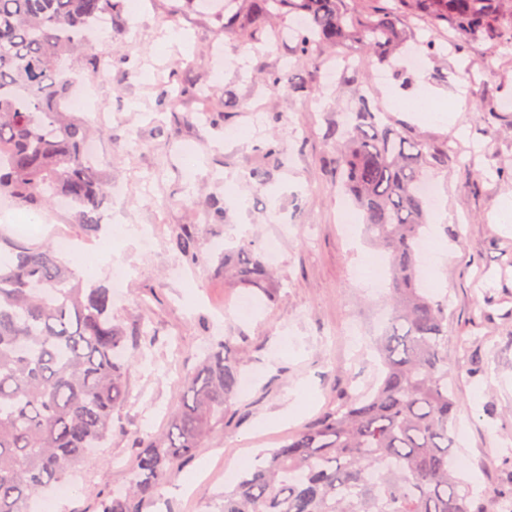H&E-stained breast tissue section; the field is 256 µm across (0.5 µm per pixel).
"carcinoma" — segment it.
<instances>
[{"label": "carcinoma", "instance_id": "cac0c4a2", "mask_svg": "<svg viewBox=\"0 0 512 512\" xmlns=\"http://www.w3.org/2000/svg\"><path fill=\"white\" fill-rule=\"evenodd\" d=\"M121 9L122 0H0V196L29 209L65 196L77 223H101L109 191L83 153L89 131L57 102L72 82L65 58ZM243 11L279 20L277 36L316 68L350 43L382 63L410 42L427 56L512 44V0H224V26ZM379 114L363 96L330 136L336 186L388 258L392 314L375 344L381 383L262 451L224 491L222 512H487L452 465L459 398L448 384L445 304L422 287L417 252L428 229L419 184L448 166V149H426ZM175 247L199 257L189 227ZM230 272L246 288L268 283L252 252ZM144 358L112 322L110 289L86 286L51 245L0 240V512H31L90 461L114 430L128 370ZM240 367L224 339L185 373L181 407L165 430L137 440L127 485L104 494L100 512H145L224 421Z\"/></svg>", "mask_w": 512, "mask_h": 512}]
</instances>
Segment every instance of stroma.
<instances>
[{
	"instance_id": "1",
	"label": "stroma",
	"mask_w": 512,
	"mask_h": 512,
	"mask_svg": "<svg viewBox=\"0 0 512 512\" xmlns=\"http://www.w3.org/2000/svg\"><path fill=\"white\" fill-rule=\"evenodd\" d=\"M132 4L124 0L121 15L73 67L90 75L105 110L99 140L106 157L95 167L104 182L123 187L104 209L153 232V240L116 238L111 258L102 259L98 237L71 213L49 207L22 215L40 221L34 244L60 234L79 242V261L95 265L94 284L111 286L113 265L134 268L112 301V318L130 330L148 324L155 342L127 373L126 398L113 414L123 433L96 449L51 512H96L104 491L126 483L135 436L167 427L185 371L213 340L230 338L250 391L225 417L222 438L203 443L174 473L152 512H220L232 476L256 449L279 447L335 410L341 395L375 381L380 365L371 343L389 307L385 289L367 285L362 272L386 267L336 187L326 133L358 95L382 99L390 90L410 100L432 97L430 111H450L446 95L455 90L467 98L451 124L430 120V112L387 118L448 149L447 170L434 176L448 213L436 236L448 258L427 265L426 286L446 303L448 380L460 398L453 455L474 493L502 505L512 492V233L494 215L499 200L512 196V48L472 45L427 60L420 71L400 54L360 65L354 81L328 87L309 63L296 61L288 80L313 87L305 98L264 81L280 67L285 44L256 50L241 26L189 11L170 20L161 0H142L138 14ZM131 65L140 70L134 80L126 75ZM200 83L208 88L206 108L183 95ZM490 107L495 116L487 115ZM242 126L245 135L227 138ZM270 142L281 145L282 160L264 155ZM473 153L486 175L457 164V156ZM258 165L266 173L260 187L250 177ZM348 222L356 226L350 239ZM187 227L199 239L200 261L184 260L174 247ZM246 242L278 248L267 288L241 287L224 273L225 250ZM353 318L361 323L355 336L347 331Z\"/></svg>"
}]
</instances>
